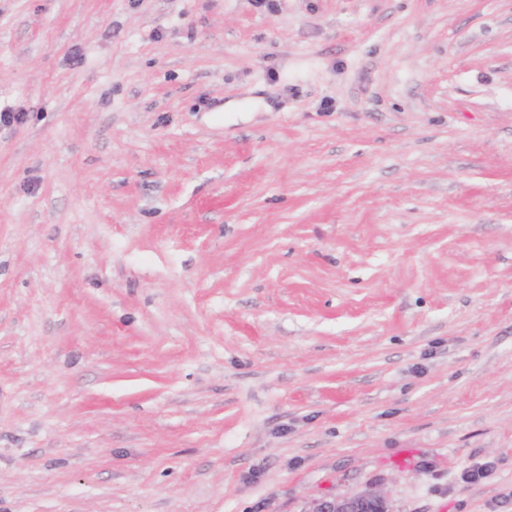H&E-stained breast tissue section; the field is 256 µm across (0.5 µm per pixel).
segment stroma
I'll return each instance as SVG.
<instances>
[{
  "label": "stroma",
  "instance_id": "1",
  "mask_svg": "<svg viewBox=\"0 0 512 512\" xmlns=\"http://www.w3.org/2000/svg\"><path fill=\"white\" fill-rule=\"evenodd\" d=\"M5 107L0 512H512V0H0ZM385 497L373 490L336 499L319 500L311 512H389Z\"/></svg>",
  "mask_w": 512,
  "mask_h": 512
}]
</instances>
